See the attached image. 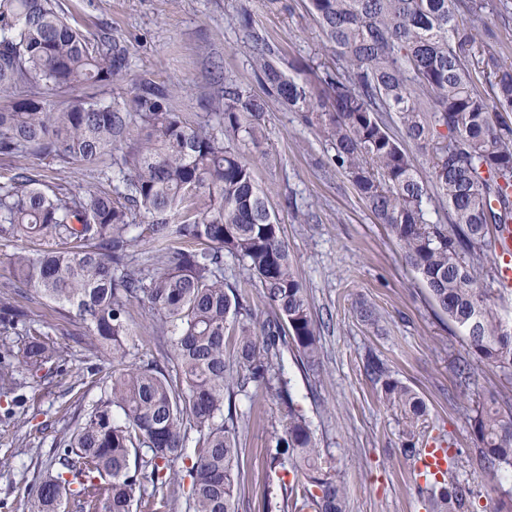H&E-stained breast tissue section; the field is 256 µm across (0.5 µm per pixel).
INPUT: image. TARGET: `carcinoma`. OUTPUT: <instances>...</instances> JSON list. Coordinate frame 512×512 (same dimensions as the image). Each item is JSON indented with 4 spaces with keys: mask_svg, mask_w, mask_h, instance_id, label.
Segmentation results:
<instances>
[{
    "mask_svg": "<svg viewBox=\"0 0 512 512\" xmlns=\"http://www.w3.org/2000/svg\"><path fill=\"white\" fill-rule=\"evenodd\" d=\"M481 8L477 0H308L342 67L311 79L297 61L287 75L252 31L243 48L263 94L225 87L211 103L213 125L184 120L167 90H139L120 105L74 94L117 83L129 69L128 50L72 27L56 0H0V156L88 165L108 156L120 174L110 192L44 189L25 170L0 182V238L39 243L13 255L10 287L75 312L86 328L79 341L112 355L104 395L56 443L55 473L29 512H60L68 495L77 512H132L146 469L165 485L159 468L173 470L192 430L199 438L188 512H238L235 390L251 382L269 388L283 346L309 365L320 356L281 224L238 147L263 138L273 103L303 113L331 143L336 169L391 229L472 354L512 372V326L491 309L478 276L498 231L512 224V125L499 119L512 112V63L476 58L489 35ZM406 141L429 156L430 182ZM431 203L448 223L429 222ZM133 206L147 217L135 236ZM141 242L157 265L152 276L135 263ZM226 254L243 262L272 308L258 331L239 320L248 309L224 282ZM134 302L151 308L158 333L174 336L176 376L156 362L129 361ZM19 326L24 366L63 358L45 326L30 324L13 296L1 293L0 330ZM228 334L235 337L232 362ZM368 369L409 422L423 416L420 398L383 363ZM511 401L492 395L473 417L490 471L512 469V412L499 409ZM276 447L291 460L294 481L284 491L292 508L345 512L342 484L323 467L310 423L292 408ZM425 482L434 512H461L463 494L451 476Z\"/></svg>",
    "mask_w": 512,
    "mask_h": 512,
    "instance_id": "obj_1",
    "label": "carcinoma"
}]
</instances>
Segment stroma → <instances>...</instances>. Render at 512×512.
Returning <instances> with one entry per match:
<instances>
[{"mask_svg":"<svg viewBox=\"0 0 512 512\" xmlns=\"http://www.w3.org/2000/svg\"><path fill=\"white\" fill-rule=\"evenodd\" d=\"M483 2L492 34L481 51L512 62V0ZM57 8L86 36L113 38L130 53L127 74L98 90L99 98L119 102L156 84L174 91L177 112L190 122L207 120V102L225 82L261 92L241 48L248 31L261 34L280 61L318 69L336 64L306 0H57ZM245 153L283 227L321 351L311 367L295 350L282 348L271 391L259 393L251 384L237 393L239 512H283L280 484L292 475L273 454L292 409L310 422L325 468L345 488L347 512H429L424 480L404 450L433 437L454 455L452 476L468 492L469 512H491L500 490H512V477L502 472L493 479L481 468L471 419L490 394L512 391V377L472 356L464 332L435 305L390 230L376 223L336 170L330 142L300 113L272 107L262 140ZM22 168L45 186L63 183L80 191L95 182L92 167L30 155L0 158V181ZM224 280L243 294L251 325L261 326L271 309L248 283L241 261L225 257ZM16 301L30 321L54 327L66 362L58 373L20 371L21 391L0 383V512H29L54 467L56 438L80 423L112 371L108 357L75 343L74 334L83 330L75 314L60 313L32 292ZM364 308L373 310L375 322L362 320ZM154 320L146 305L131 306L129 324L138 337L131 362L163 360L167 344L155 334ZM371 355L424 402L416 425L366 375ZM464 359L474 373L466 388L456 379ZM91 366L96 375H88Z\"/></svg>","mask_w":512,"mask_h":512,"instance_id":"35a3bbf8","label":"stroma"}]
</instances>
